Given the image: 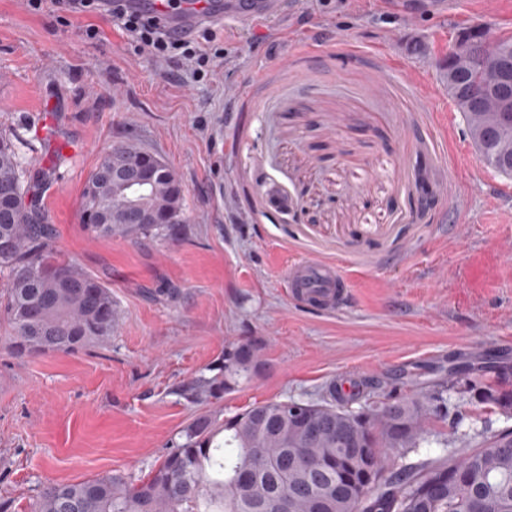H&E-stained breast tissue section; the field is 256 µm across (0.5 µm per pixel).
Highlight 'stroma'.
Wrapping results in <instances>:
<instances>
[{
  "mask_svg": "<svg viewBox=\"0 0 512 512\" xmlns=\"http://www.w3.org/2000/svg\"><path fill=\"white\" fill-rule=\"evenodd\" d=\"M296 2L275 23L225 21L230 61L196 83L136 55L103 13L0 0V138L55 249L110 287L118 313L70 354L17 352L0 315V512H30L50 482L136 480L204 416L364 378L380 381L378 405L395 378L413 390L450 354L512 353V177L486 164L440 80L468 28L512 35V0L410 16L381 0ZM124 141L181 182L177 238L84 230V186ZM300 260L339 265L349 305L302 307L284 287ZM244 340L260 346L251 378L191 401L188 384ZM459 417L507 424L460 386L428 426L450 439Z\"/></svg>",
  "mask_w": 512,
  "mask_h": 512,
  "instance_id": "1",
  "label": "stroma"
}]
</instances>
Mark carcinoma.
Here are the masks:
<instances>
[{"mask_svg":"<svg viewBox=\"0 0 512 512\" xmlns=\"http://www.w3.org/2000/svg\"><path fill=\"white\" fill-rule=\"evenodd\" d=\"M494 55L463 76L464 96L449 85L474 146L495 172L512 177V116L488 125L472 108L482 104L501 78L512 73V38H495ZM146 150L125 142L103 155L83 190L84 228L94 237L172 238L177 224L112 222V211L127 201L112 186V160L131 162ZM21 163L10 143L0 141V274L6 276L4 312L21 353L74 352L112 332L116 310L112 291L98 278L63 259L53 248L54 228L35 204H25ZM139 207L184 215V192L173 170L156 167ZM237 359L212 378L187 387L190 398L219 399L259 364L251 341L232 345ZM467 388L478 400L512 413V366L488 352L478 380ZM448 381L379 406L362 402L365 390L344 395L326 386L313 403V434H298L284 402L256 404L220 422L202 418L182 442L136 483L103 475L77 483L49 484L32 512H512V427L480 433L476 444L457 450L438 443L439 452L417 461L407 454L431 444L427 421L446 410ZM359 404L358 409L349 406ZM261 415L265 428L253 425Z\"/></svg>","mask_w":512,"mask_h":512,"instance_id":"obj_1","label":"carcinoma"}]
</instances>
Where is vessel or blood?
Instances as JSON below:
<instances>
[{
    "instance_id": "1",
    "label": "vessel or blood",
    "mask_w": 512,
    "mask_h": 512,
    "mask_svg": "<svg viewBox=\"0 0 512 512\" xmlns=\"http://www.w3.org/2000/svg\"><path fill=\"white\" fill-rule=\"evenodd\" d=\"M295 0H102L101 9L109 15L134 12L160 21L176 38L196 37L203 29L232 19L241 26L273 21L287 16ZM288 286L293 297L317 311L344 308L350 298L349 282L340 267L299 261L288 269Z\"/></svg>"
}]
</instances>
